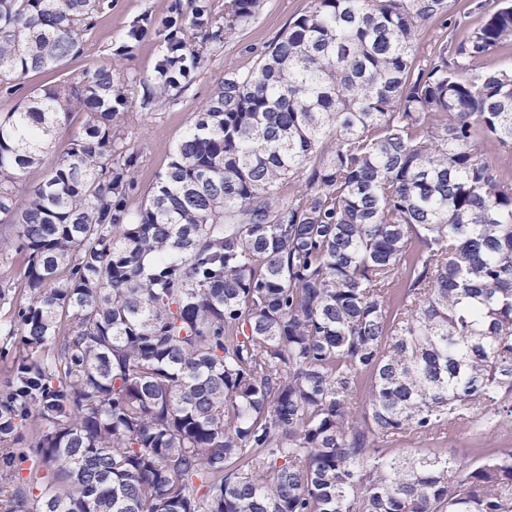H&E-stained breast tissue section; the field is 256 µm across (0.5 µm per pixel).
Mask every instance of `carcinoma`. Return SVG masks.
<instances>
[{"label": "carcinoma", "mask_w": 512, "mask_h": 512, "mask_svg": "<svg viewBox=\"0 0 512 512\" xmlns=\"http://www.w3.org/2000/svg\"><path fill=\"white\" fill-rule=\"evenodd\" d=\"M107 2L0 0V88L58 73L0 114V512H512L511 449L386 454L512 416V0H312L133 216L125 86L61 72ZM86 118L84 112H73L65 125H61L60 129L57 131L55 149L44 158V162L47 166L54 164L57 157L67 148L71 136L81 130ZM24 256L10 252L7 255H0V281L9 282L16 288H23L21 281L24 269Z\"/></svg>", "instance_id": "1"}]
</instances>
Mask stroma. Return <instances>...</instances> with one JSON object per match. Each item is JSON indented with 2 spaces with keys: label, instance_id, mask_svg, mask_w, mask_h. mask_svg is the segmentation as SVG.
I'll list each match as a JSON object with an SVG mask.
<instances>
[{
  "label": "stroma",
  "instance_id": "stroma-1",
  "mask_svg": "<svg viewBox=\"0 0 512 512\" xmlns=\"http://www.w3.org/2000/svg\"><path fill=\"white\" fill-rule=\"evenodd\" d=\"M310 5L311 0H264L259 13L230 38L217 35L224 27V0H112L97 15L82 52L67 61L65 70L81 74L108 64L115 81L127 89L116 109L117 144L138 158L136 188L125 199L128 212L144 206L215 86L228 74L253 69L269 44ZM144 18L151 23L148 35L129 41L128 31ZM172 37L184 41L190 74L160 99L155 95L156 70ZM419 446L458 458L474 448H512V422L482 436L452 429Z\"/></svg>",
  "mask_w": 512,
  "mask_h": 512
}]
</instances>
